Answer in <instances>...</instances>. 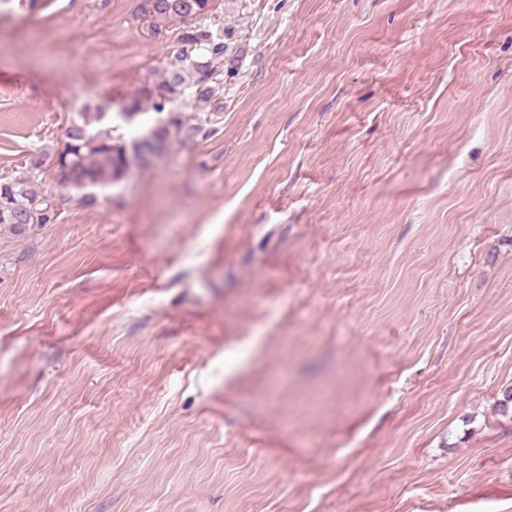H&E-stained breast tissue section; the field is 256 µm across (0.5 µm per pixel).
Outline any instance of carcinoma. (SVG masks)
<instances>
[{"mask_svg": "<svg viewBox=\"0 0 512 512\" xmlns=\"http://www.w3.org/2000/svg\"><path fill=\"white\" fill-rule=\"evenodd\" d=\"M215 8V0H139L138 17L149 22L156 34L180 23L175 35L177 49L171 54L160 80L148 81L122 107L127 123L135 121L149 105L167 118L128 142L117 128L92 125L105 113H77L65 130V142L56 153L51 176L60 188L119 181L143 154L154 146L169 145L175 140L197 134L187 127L180 112L170 105L191 92L198 101L208 102L221 88L224 58L229 45L226 34L215 32L204 23ZM46 156L33 154L27 159V175L19 179L0 178V228L7 227L20 235L32 224H52L56 220L54 204L41 187Z\"/></svg>", "mask_w": 512, "mask_h": 512, "instance_id": "1", "label": "carcinoma"}]
</instances>
